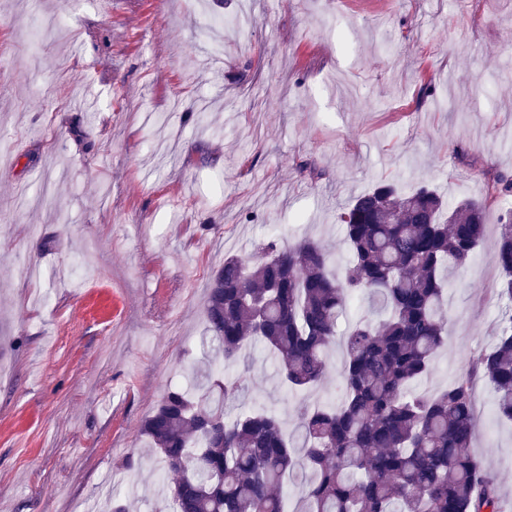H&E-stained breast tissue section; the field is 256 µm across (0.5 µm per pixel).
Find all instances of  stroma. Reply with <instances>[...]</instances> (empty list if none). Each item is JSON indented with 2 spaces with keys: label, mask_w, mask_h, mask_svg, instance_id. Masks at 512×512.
Segmentation results:
<instances>
[{
  "label": "stroma",
  "mask_w": 512,
  "mask_h": 512,
  "mask_svg": "<svg viewBox=\"0 0 512 512\" xmlns=\"http://www.w3.org/2000/svg\"><path fill=\"white\" fill-rule=\"evenodd\" d=\"M0 149V504L161 512L142 423L209 350L225 256L308 235L347 257L337 216L381 181L497 209L512 0H0ZM488 224L421 390L496 341ZM247 364V407L295 422L266 352ZM475 393L512 512V423Z\"/></svg>",
  "instance_id": "stroma-1"
}]
</instances>
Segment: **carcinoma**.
Returning <instances> with one entry per match:
<instances>
[{"label":"carcinoma","mask_w":512,"mask_h":512,"mask_svg":"<svg viewBox=\"0 0 512 512\" xmlns=\"http://www.w3.org/2000/svg\"><path fill=\"white\" fill-rule=\"evenodd\" d=\"M338 220L350 249L343 276L333 255L304 238H272L228 256L207 288L212 351L188 386L168 389L142 431L158 457L170 512H284L280 488L299 486L297 512H501L476 460L474 379H487L500 417L512 420V208L499 215L495 288L506 302L496 345L436 392H418L448 342L450 267L462 269L487 233L484 204L446 202L417 183L382 182ZM363 295L378 320L343 336L338 402L303 401L288 427L242 409L246 378L232 371L262 345L280 383L313 392L327 377L336 324Z\"/></svg>","instance_id":"carcinoma-1"}]
</instances>
